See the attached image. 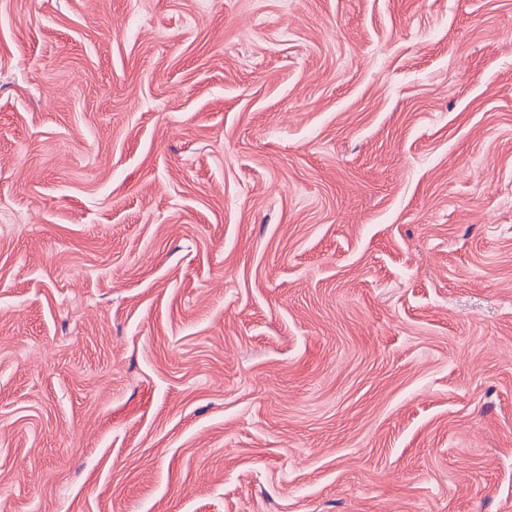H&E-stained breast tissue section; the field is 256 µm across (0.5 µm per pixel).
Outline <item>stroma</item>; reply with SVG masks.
I'll return each instance as SVG.
<instances>
[{
    "mask_svg": "<svg viewBox=\"0 0 512 512\" xmlns=\"http://www.w3.org/2000/svg\"><path fill=\"white\" fill-rule=\"evenodd\" d=\"M0 512H512V0H0Z\"/></svg>",
    "mask_w": 512,
    "mask_h": 512,
    "instance_id": "stroma-1",
    "label": "stroma"
}]
</instances>
